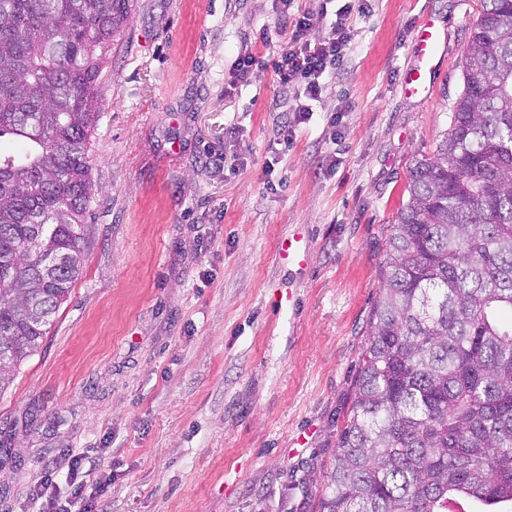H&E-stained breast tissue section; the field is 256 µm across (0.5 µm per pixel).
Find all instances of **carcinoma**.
Here are the masks:
<instances>
[{
	"label": "carcinoma",
	"mask_w": 512,
	"mask_h": 512,
	"mask_svg": "<svg viewBox=\"0 0 512 512\" xmlns=\"http://www.w3.org/2000/svg\"><path fill=\"white\" fill-rule=\"evenodd\" d=\"M130 0H0V392L93 238L90 140ZM463 90L412 163L318 512H512V0H484Z\"/></svg>",
	"instance_id": "cac0c4a2"
}]
</instances>
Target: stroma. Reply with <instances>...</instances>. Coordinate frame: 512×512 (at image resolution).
Returning <instances> with one entry per match:
<instances>
[{"instance_id": "35a3bbf8", "label": "stroma", "mask_w": 512, "mask_h": 512, "mask_svg": "<svg viewBox=\"0 0 512 512\" xmlns=\"http://www.w3.org/2000/svg\"><path fill=\"white\" fill-rule=\"evenodd\" d=\"M482 0H363L287 151L273 0H131L88 161L94 236L42 348L0 392V512L88 458L94 512H315L347 424L410 164L433 157ZM432 17V89H404ZM275 162L266 175L267 162ZM298 241L305 267L283 251ZM261 69H263L262 61L252 51L245 49L238 54L229 71V86L235 87L238 83L256 80Z\"/></svg>"}]
</instances>
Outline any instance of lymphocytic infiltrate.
Returning <instances> with one entry per match:
<instances>
[{
  "label": "lymphocytic infiltrate",
  "instance_id": "1",
  "mask_svg": "<svg viewBox=\"0 0 512 512\" xmlns=\"http://www.w3.org/2000/svg\"><path fill=\"white\" fill-rule=\"evenodd\" d=\"M277 5L276 26L272 29L261 27L260 39L268 41L273 31L283 39L272 66L281 85L292 90L289 106L292 121L281 131L282 141L287 144L292 140L294 127L309 120L312 101L320 98L327 79L335 76L352 49L356 0H345L331 22L326 19L325 0H318L317 4L308 7L297 5L296 0H277ZM318 26L323 29L322 35L309 38V31ZM82 471L81 458H73L67 473L70 492L64 497L55 494L53 478L45 477L41 487L48 497L43 512H86L81 506L84 483L79 476Z\"/></svg>",
  "mask_w": 512,
  "mask_h": 512
}]
</instances>
